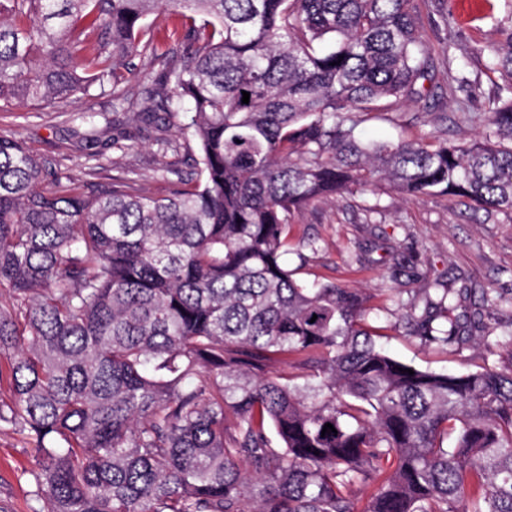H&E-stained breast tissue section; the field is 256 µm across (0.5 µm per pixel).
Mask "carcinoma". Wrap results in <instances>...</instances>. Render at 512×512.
<instances>
[{"label": "carcinoma", "instance_id": "cac0c4a2", "mask_svg": "<svg viewBox=\"0 0 512 512\" xmlns=\"http://www.w3.org/2000/svg\"><path fill=\"white\" fill-rule=\"evenodd\" d=\"M160 13L163 52L141 38ZM420 23L416 0H0V104L98 88L183 114L199 149L167 196L90 193L0 131V428L34 441L48 512H357L368 487L364 512H512V328L487 293L399 303L429 347L509 337L506 366L436 372L383 348L360 291L284 260L292 215L384 184L512 213V95L480 141L357 134L432 93ZM501 35L486 69L512 90ZM136 58L157 78L134 88ZM292 357L301 382L274 369Z\"/></svg>", "mask_w": 512, "mask_h": 512}]
</instances>
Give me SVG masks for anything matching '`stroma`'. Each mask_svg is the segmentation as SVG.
Returning <instances> with one entry per match:
<instances>
[{"instance_id":"35a3bbf8","label":"stroma","mask_w":512,"mask_h":512,"mask_svg":"<svg viewBox=\"0 0 512 512\" xmlns=\"http://www.w3.org/2000/svg\"><path fill=\"white\" fill-rule=\"evenodd\" d=\"M423 39L435 60L436 98H413L371 114L361 127L366 140L439 139L470 142L486 123L489 100L500 81L485 68L500 27L512 24V0H425ZM80 107L99 114L101 134L89 142L76 135L71 108L62 103L0 110V130L16 134L37 154L55 156L80 173L86 154L100 156L89 188L116 178L137 181L155 196L171 189L161 167L193 170L197 144L184 117L157 113L155 121L122 108L109 93L93 90ZM317 250L299 262L304 241ZM288 263L297 280L336 282L370 295L368 322L392 355L422 369L466 373L483 363L504 365L501 337L474 336L462 354L422 345L398 325L390 291L431 287L438 278H463L493 295L512 297V215L484 220L469 202L445 196L408 198L390 189L359 191L316 202L295 214L287 237ZM37 450L22 434L0 429V512H44L32 493L29 472Z\"/></svg>"}]
</instances>
